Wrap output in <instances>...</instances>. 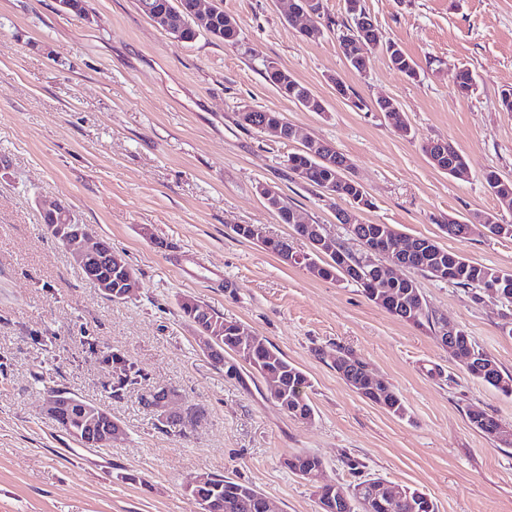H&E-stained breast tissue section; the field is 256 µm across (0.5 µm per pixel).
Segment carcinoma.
I'll return each mask as SVG.
<instances>
[{"label": "carcinoma", "instance_id": "1", "mask_svg": "<svg viewBox=\"0 0 512 512\" xmlns=\"http://www.w3.org/2000/svg\"><path fill=\"white\" fill-rule=\"evenodd\" d=\"M194 0H175L172 19L175 25L183 28V39L194 41L198 38L190 28L186 27L192 14ZM346 23L339 35L340 48L350 66L359 69V61L373 50L386 54L392 67L409 79L418 76L417 63L396 44L387 40L382 30L375 25L362 0H345ZM238 29L224 25V14H218L216 24L211 30L210 38L227 45L238 42ZM263 76L278 93L285 99L298 103L308 92V88L297 81L288 71L280 68L275 62L264 64ZM453 82L457 91L468 96L476 90V80L467 69L458 68L454 71ZM240 120L247 126L259 129L263 123L275 120L282 123L283 139L292 140L293 125L288 123L281 113L273 110H253L240 113ZM422 150L428 157L437 160L439 169L456 179H464L469 175V164L465 156L447 140H429ZM346 157L330 143L323 142L322 151L312 155L305 147H299L288 155V169L294 176L306 185L324 189L333 185L336 198L353 204V208L362 211L374 207V202L368 196L363 186L355 179L345 175ZM484 180L489 192L498 202H507L512 206V179L501 176L497 171L485 173ZM281 206L273 215L281 224H290L298 228L297 210L288 202V198L280 199ZM488 224L484 228L489 234L512 238V222L499 217L497 213L486 214ZM354 241L363 237L368 244L394 250L404 235L390 224H356L349 230ZM412 242L418 252L409 259L412 268L452 284L474 290V298L482 300L483 286L495 282L501 293V298L512 303V271H503L471 261L460 254L450 252L441 247L436 241L426 237H415ZM336 255H323L321 250L309 253L306 267L318 268L317 276L323 279L336 280L340 277L352 285L361 288L362 293L378 307L392 316L421 328L435 338L442 336V331L448 321L436 315L429 307L426 299L416 283L404 281L393 289V307L388 306L380 298L373 295L368 284L370 267L361 264L362 255L352 253L343 242H333ZM93 269L99 277L112 278L113 287L118 294L125 293V274L107 267L103 262L93 263ZM182 317L195 326L204 325L218 331L216 336L217 351L212 356V362L224 366V353H232L265 381L277 384V389L271 393L273 399L282 410L300 419H310L314 409L310 404L306 389L310 387L307 376L295 365L288 362L283 354L273 347L265 338L254 336L247 341L239 338L240 325L226 322L214 310L205 304L194 300L184 299L179 304ZM455 345L464 350L476 363L490 367L482 373L476 369H467L473 378L494 387L505 395H512V374L502 370L495 359L476 347L466 331H461L455 340ZM115 365L116 381L112 385V393L117 394L126 386L135 383L136 373L133 366L123 357L112 355ZM336 372L361 396L380 406L388 413L403 418L407 409L396 391L388 384L378 390H373L366 384L369 375L366 367L349 352L340 348L334 358ZM63 397L72 401L73 405L67 414L52 416L59 427L64 430L80 431L82 416L80 407L84 400L75 398L68 393ZM471 425L486 437L500 439L504 445H512V439L501 436L502 423L494 416L482 412L469 413ZM305 460L315 468H323V459L314 453L298 452L288 456L284 464L289 470H294L293 462ZM194 501L203 506L204 512H263L266 495L257 488L239 483L229 477L208 474L194 486L190 492ZM437 506L433 500H423L411 493L398 502L385 501L373 507V512H436Z\"/></svg>", "mask_w": 512, "mask_h": 512}]
</instances>
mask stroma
I'll return each mask as SVG.
<instances>
[{"label":"stroma","instance_id":"35a3bbf8","mask_svg":"<svg viewBox=\"0 0 512 512\" xmlns=\"http://www.w3.org/2000/svg\"><path fill=\"white\" fill-rule=\"evenodd\" d=\"M239 24L233 46L177 41L137 0H0V512H199L188 481L221 474L268 496L275 512H320L318 484L379 477L428 495L437 512H512V447L470 424L478 410L512 426V396L473 379L433 336L403 322L342 280L289 265L233 232L262 225L294 252L310 242L278 223L257 191L272 186L306 221L336 238V199L288 169L295 143L241 123L243 108L273 109L299 132L331 143L374 202L365 224H390L436 240L486 266L512 270V238L441 230L449 216L496 210L483 174L512 177V0H363L384 34L414 58L417 78L382 52L363 71L337 40L345 0H323L324 35L306 40L277 0H218ZM274 60L325 104L310 112L263 77ZM472 71L460 96L454 69ZM343 81L366 106L336 92ZM411 127L402 136L379 98ZM446 139L466 155L470 177L432 166L421 147ZM68 206L125 256L140 288L102 297L41 209ZM437 313L512 372L503 307L470 289L409 271ZM207 304L225 321L264 337L308 377L312 419L286 414L247 365L213 366L179 309ZM345 348L400 394L398 418L355 392L333 358ZM140 372L113 395L111 355ZM104 405L126 429L121 443L87 448L48 418L47 389ZM163 410L146 404L160 389ZM321 456L317 482L285 457ZM362 464L353 473L345 457ZM134 473L140 483L125 481Z\"/></svg>","mask_w":512,"mask_h":512}]
</instances>
